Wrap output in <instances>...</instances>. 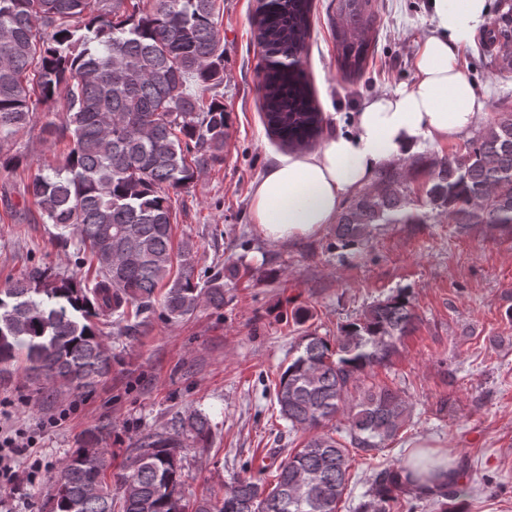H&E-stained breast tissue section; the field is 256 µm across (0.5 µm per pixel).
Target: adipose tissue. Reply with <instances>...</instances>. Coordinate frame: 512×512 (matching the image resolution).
Instances as JSON below:
<instances>
[{
	"label": "adipose tissue",
	"instance_id": "ef3b65f1",
	"mask_svg": "<svg viewBox=\"0 0 512 512\" xmlns=\"http://www.w3.org/2000/svg\"><path fill=\"white\" fill-rule=\"evenodd\" d=\"M490 10L491 0H432L431 30L412 82L367 99L352 129L332 134L318 150L278 158L251 198L253 221L266 240L320 235L382 165L461 139L477 126L486 97L459 50Z\"/></svg>",
	"mask_w": 512,
	"mask_h": 512
}]
</instances>
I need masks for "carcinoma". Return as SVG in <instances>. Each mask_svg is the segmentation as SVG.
<instances>
[{
    "mask_svg": "<svg viewBox=\"0 0 512 512\" xmlns=\"http://www.w3.org/2000/svg\"><path fill=\"white\" fill-rule=\"evenodd\" d=\"M0 0V143L23 131L39 104L65 98L64 124L54 129L71 147L66 163L27 185L39 219L80 261L94 260L82 279L37 268L0 288V374L19 359L43 388L89 391L112 372L102 318L139 333L145 316L161 310L172 321L201 304L224 306V275L194 276L195 250H173L166 189L224 162L229 118L204 92L224 84V45L216 0ZM312 0H257L255 37L263 49L257 92L268 131L282 145L304 147L322 132L304 67ZM337 63L343 78L366 68L370 0H339ZM480 48L499 69L512 70V0L497 15ZM429 185L416 194L385 170L339 215L336 240L362 245L382 224H494L512 231V109L485 126L465 152L428 163ZM408 295L367 307L336 342L302 336L275 386L280 416L309 432L277 468L276 482L238 478L217 505L207 498L193 512H336L349 481L350 449L367 453L398 435L409 412L398 393L360 386L365 371L390 360L396 342L415 327ZM347 418L345 446L320 431ZM213 424L193 410L170 431L136 444L117 475L122 512H186L179 448L207 445ZM109 430H88L61 464L49 494L50 512H114L106 475L112 458L101 448ZM406 468L377 472L358 512H392L399 496L427 499L448 512L458 482L414 492Z\"/></svg>",
    "mask_w": 512,
    "mask_h": 512,
    "instance_id": "carcinoma-1",
    "label": "carcinoma"
}]
</instances>
